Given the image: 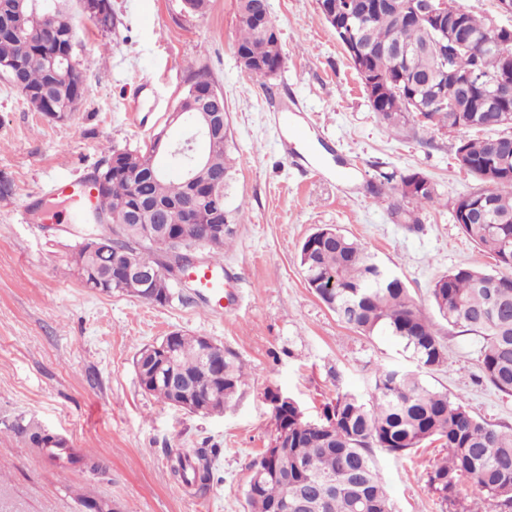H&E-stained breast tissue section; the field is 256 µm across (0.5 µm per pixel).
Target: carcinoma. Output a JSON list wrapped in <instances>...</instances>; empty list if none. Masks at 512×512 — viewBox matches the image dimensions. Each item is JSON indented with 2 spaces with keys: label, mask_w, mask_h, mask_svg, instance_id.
Returning a JSON list of instances; mask_svg holds the SVG:
<instances>
[{
  "label": "carcinoma",
  "mask_w": 512,
  "mask_h": 512,
  "mask_svg": "<svg viewBox=\"0 0 512 512\" xmlns=\"http://www.w3.org/2000/svg\"><path fill=\"white\" fill-rule=\"evenodd\" d=\"M378 7L366 20L338 29L325 12L322 19L348 54L355 70L365 69L374 81L367 91L373 111L389 126L398 127L415 116L434 126L464 132L479 129L499 132L512 128V96L494 109L485 95L492 82L512 77V54L494 48L496 33L488 18L444 0L442 15L466 44L440 53L433 47L432 26L416 17L418 0H392ZM16 0H0V62L16 63L13 71L0 73L14 86L30 91L26 96L42 114L59 110L70 91L84 90L86 69L65 63L59 76L49 81L46 69L35 60L32 27L39 41L54 38V19L70 14L61 0H25L23 29L12 24ZM239 38L236 55L254 61L248 75L262 81L284 64L279 30L272 20L268 0H238ZM355 47L358 56L350 55ZM475 72L480 86L468 88L447 75ZM490 137L459 139L456 153L462 165L480 183L478 190L462 194L454 206V219L462 232L499 265L512 269V147L497 150ZM229 133L213 134L206 142L207 175L229 185L232 163ZM124 166L112 168L108 188L99 196L97 209L112 217L110 232L101 235L96 250L80 247L74 256L78 277L87 288L112 282V289L146 298L147 286L136 276H117L127 259L149 269L177 259L172 237L160 231L185 223L181 207L187 195L183 162L156 155L153 147L122 152ZM393 189L409 203L432 205L437 196L427 176L412 171L400 176ZM322 227L309 235L299 251L305 281L329 309L363 335L386 333L411 351L414 370L383 368L372 380V398L366 403L345 394L327 408L325 421L311 424L294 408L274 413V445L265 450L254 468L264 471L256 493H246L250 512H273L302 492L312 498L310 512H322L317 497L330 493L331 512H392L390 499L375 465L378 450L405 455L425 441H440L448 450L443 461L427 473V484L449 512H512V427L497 426L472 415L457 399L427 386L422 373L436 370L446 350L432 321L415 302L404 281L383 267L354 240L335 231L325 236ZM234 238L228 230L223 241L207 250L209 264L223 267L224 246ZM335 287H329L330 283ZM433 305L448 326L464 335L479 337L482 371L498 391L512 394V275L458 267L434 282ZM173 367L187 392L199 384L218 383L210 361L224 364V400L211 405L222 412L247 384L248 374L238 354L221 347L204 352L201 337L181 332L169 334ZM161 344L137 354L134 364L142 390L162 402L179 406L170 387L152 375ZM37 448H58L62 442L41 427L28 429ZM169 469L177 485L205 494L213 481L207 457L187 451L169 453ZM473 481L482 493L483 506L464 504L458 485Z\"/></svg>",
  "instance_id": "carcinoma-1"
}]
</instances>
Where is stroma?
I'll use <instances>...</instances> for the list:
<instances>
[{
    "label": "stroma",
    "mask_w": 512,
    "mask_h": 512,
    "mask_svg": "<svg viewBox=\"0 0 512 512\" xmlns=\"http://www.w3.org/2000/svg\"><path fill=\"white\" fill-rule=\"evenodd\" d=\"M280 32L281 71L250 78L235 54L237 0H112L106 30L77 18L74 59L86 66L81 104L64 122L46 119L0 76V512H249L250 466L276 434L270 395L281 392L319 423L337 397L370 399L383 368H413L396 338L364 336L308 287L299 264L304 239L336 227L406 284L439 329L435 280L460 266L497 274L453 219L457 198L477 188L455 152L459 133L422 121L398 128L373 112L360 76L316 0H269ZM224 95L234 178L225 203L243 214L224 249V311L212 313L192 285L165 305L84 288L73 253L96 227L32 218L27 206L54 198L61 180L91 177L110 151H135L167 127L195 73ZM306 135H291L294 125ZM419 171L439 202L407 223L382 175ZM181 331L235 350L249 379L220 414L164 404L139 386L133 361L145 346ZM446 359L425 383L461 398L475 416L512 425V395L484 377L480 343L445 337ZM39 426L66 440L74 462L56 463L28 440ZM202 451L213 465L206 494L178 488L169 451ZM440 443L411 454L377 453L392 512H442L427 473ZM99 461L97 471L87 467Z\"/></svg>",
    "instance_id": "1"
}]
</instances>
